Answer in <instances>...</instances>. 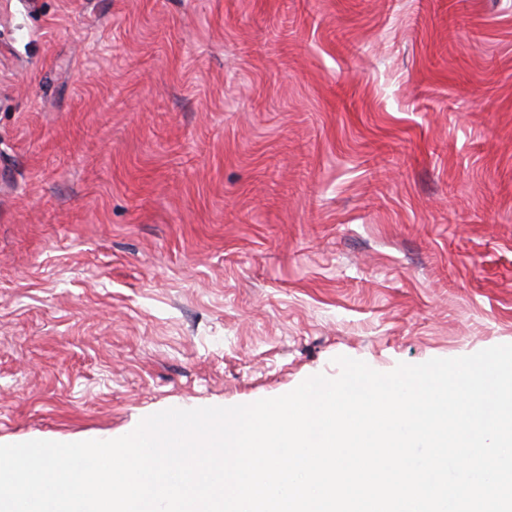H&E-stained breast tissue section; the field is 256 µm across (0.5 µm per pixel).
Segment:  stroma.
<instances>
[{
  "mask_svg": "<svg viewBox=\"0 0 512 512\" xmlns=\"http://www.w3.org/2000/svg\"><path fill=\"white\" fill-rule=\"evenodd\" d=\"M512 344V0H0V444Z\"/></svg>",
  "mask_w": 512,
  "mask_h": 512,
  "instance_id": "obj_1",
  "label": "stroma"
}]
</instances>
